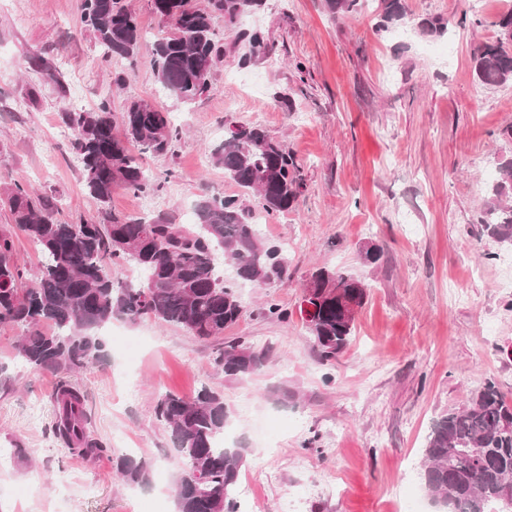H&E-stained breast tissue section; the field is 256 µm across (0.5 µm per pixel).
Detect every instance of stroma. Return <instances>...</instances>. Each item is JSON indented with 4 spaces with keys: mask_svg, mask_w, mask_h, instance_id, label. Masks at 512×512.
<instances>
[{
    "mask_svg": "<svg viewBox=\"0 0 512 512\" xmlns=\"http://www.w3.org/2000/svg\"><path fill=\"white\" fill-rule=\"evenodd\" d=\"M142 30L134 70L109 60L80 23L81 0H0V188L21 183L63 222L106 215L189 223L201 197L238 194L209 156L232 127L262 126L296 158L293 209L266 219L263 237L288 257L291 277L242 284V319L220 340L152 320L113 321L109 358L77 373L89 428L106 454L85 458L53 436L59 375L17 357L22 330L0 325V512H175L173 445L158 398L202 386L223 393L227 442L247 448L240 481L258 498L240 512H395L422 498L421 460L433 421L493 379L512 402V250L488 235L484 201L499 163L512 159V83L485 86L471 53L495 42L512 0H484L482 27L423 34L421 20L460 18L464 0H405L404 21L378 31L379 0L333 16L324 0H264L213 32L224 57L208 90L184 104L150 66L168 27L151 0H128ZM266 33L250 57L241 30ZM126 70L125 85L112 74ZM137 98L168 112L172 151L139 155L147 194L114 190L101 207L84 186L64 112ZM380 250L364 262L368 246ZM369 286L346 350L321 363L299 311L318 268ZM287 321L264 315L267 300ZM267 349L246 379L215 371L223 340ZM152 460L151 483L118 481L113 453Z\"/></svg>",
    "mask_w": 512,
    "mask_h": 512,
    "instance_id": "35a3bbf8",
    "label": "stroma"
}]
</instances>
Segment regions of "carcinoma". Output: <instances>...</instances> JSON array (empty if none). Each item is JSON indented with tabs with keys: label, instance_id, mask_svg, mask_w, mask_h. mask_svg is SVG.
<instances>
[{
	"label": "carcinoma",
	"instance_id": "cac0c4a2",
	"mask_svg": "<svg viewBox=\"0 0 512 512\" xmlns=\"http://www.w3.org/2000/svg\"><path fill=\"white\" fill-rule=\"evenodd\" d=\"M263 0H208L205 9L194 0H152L154 13L170 26L157 40L150 64L162 88L182 103L195 100L209 85L213 66L223 56L214 41L212 17L224 12L233 22L262 5ZM382 29L401 19V0H381ZM334 16L358 10L360 0H325ZM81 22L91 28L104 57L134 62L139 54L138 17L123 0H82ZM495 25L493 43L474 49L472 63L485 85L512 82V48L503 40L512 29V11ZM241 37L250 52L265 48L261 29ZM79 156L89 195L108 205L117 188L145 193L152 183L133 155H165L178 132L169 115L140 100L126 102L114 133L112 108L103 101L93 111L64 113ZM211 161L243 190L241 195L205 197L194 209V223L175 224L112 217L101 224L58 221L49 205L28 187L14 183L3 189L12 223L0 225V324L24 329L17 356L32 370L68 374L108 357L103 330L114 319L130 323L153 320L174 325L202 339L224 337L243 312L237 291L242 283L269 285L289 279L282 250L266 242L255 224L256 212L268 216L294 207L299 180L293 155L258 125H239L212 148ZM254 197L256 205L248 204ZM485 230L497 242L512 246V161L499 166V180L485 201ZM22 232L38 247L41 277L25 285L26 272L15 257V237ZM134 264L142 273L125 282L121 269ZM232 275L218 272V265ZM313 277L316 311L305 326L320 359L329 361L348 345L355 322L345 318L342 299L365 304L360 280L327 268ZM344 285L342 297L329 282ZM267 352L234 339L217 350L215 368L229 378L244 379L261 370ZM53 436L71 453H105L89 435L83 392L64 380L56 393ZM155 415L168 429L180 472L174 488L176 512H238L236 497L243 449L222 445L229 415L224 396L203 386L189 399L161 396ZM421 473L426 498L436 512H512V501L500 496L512 485V403L488 379L472 392L462 408L450 409L433 423L423 451ZM203 480L193 483L188 468ZM152 464L128 453L115 456V470L130 487H145Z\"/></svg>",
	"mask_w": 512,
	"mask_h": 512
}]
</instances>
